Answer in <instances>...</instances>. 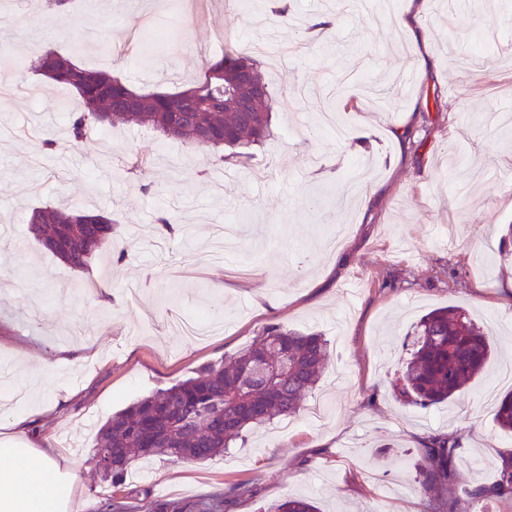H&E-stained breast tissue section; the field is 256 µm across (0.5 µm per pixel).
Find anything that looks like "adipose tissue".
I'll list each match as a JSON object with an SVG mask.
<instances>
[{
  "label": "adipose tissue",
  "instance_id": "obj_1",
  "mask_svg": "<svg viewBox=\"0 0 512 512\" xmlns=\"http://www.w3.org/2000/svg\"><path fill=\"white\" fill-rule=\"evenodd\" d=\"M10 433L0 436V512H92V494L73 499L80 477L56 448L34 447L38 429L22 414L10 417Z\"/></svg>",
  "mask_w": 512,
  "mask_h": 512
}]
</instances>
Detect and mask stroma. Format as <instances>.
I'll return each mask as SVG.
<instances>
[{
	"instance_id": "1",
	"label": "stroma",
	"mask_w": 512,
	"mask_h": 512,
	"mask_svg": "<svg viewBox=\"0 0 512 512\" xmlns=\"http://www.w3.org/2000/svg\"><path fill=\"white\" fill-rule=\"evenodd\" d=\"M76 0L50 22L0 0V67L32 50L98 65L133 90L175 92L226 43L262 44L271 135L248 158L121 124L71 142L76 92L44 84L0 103V424L41 419L99 504L184 512H272L302 496L320 512H429L412 458L459 440L460 484L491 483L512 434L479 402L512 364V0H292L300 27L273 25L266 0ZM327 32H307L317 14ZM425 27V41L413 32ZM411 132L397 146L396 130ZM57 142L43 152L46 137ZM68 204L115 223L110 248L77 274L28 229L32 208ZM179 227L158 229L161 214ZM125 259H118L119 250ZM445 306L488 325L486 369L449 402L407 405L394 385L419 319ZM269 324L324 334L329 359L305 400L326 404L259 428L206 462L155 459L105 485L88 459L99 425L135 399L250 345ZM82 357L73 366V357ZM51 367L36 373L39 361ZM252 493L231 505L229 482Z\"/></svg>"
}]
</instances>
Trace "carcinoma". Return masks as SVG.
I'll return each mask as SVG.
<instances>
[{"label":"carcinoma","mask_w":512,"mask_h":512,"mask_svg":"<svg viewBox=\"0 0 512 512\" xmlns=\"http://www.w3.org/2000/svg\"><path fill=\"white\" fill-rule=\"evenodd\" d=\"M31 68L52 81L73 88L87 108L69 115L74 142L89 129L119 123L148 126L163 137L202 149H246L270 136L273 98L257 59L234 49L208 62L204 76L176 93L139 94L112 73L81 68L69 58L43 52ZM211 138L200 139L201 129ZM30 230L43 248L75 273L89 270L97 253L112 238V218L59 205L32 210ZM276 345L288 358V376L276 384L254 380ZM328 343L318 333H302L270 324L248 347L218 363L205 364L194 375L159 390L116 412L99 428L89 461L111 486L147 460L203 462L224 454L229 443L245 440V432L296 415L305 394L323 376ZM492 353L489 334L456 307L436 308L424 315L414 331L412 349L403 361V395L408 403L427 408L444 403L484 371ZM497 426L512 431V389L490 410ZM458 439L435 435L418 449L415 482L429 497L431 512H467L469 503L486 497L512 499V459L502 463L495 482L458 493ZM108 452L112 465L99 468ZM274 512H318L313 501L291 497Z\"/></svg>","instance_id":"carcinoma-1"}]
</instances>
